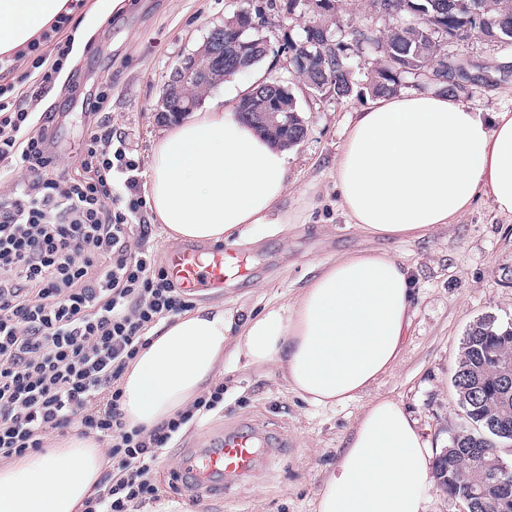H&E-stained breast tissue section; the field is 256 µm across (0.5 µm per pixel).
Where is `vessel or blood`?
Listing matches in <instances>:
<instances>
[{
  "instance_id": "vessel-or-blood-1",
  "label": "vessel or blood",
  "mask_w": 512,
  "mask_h": 512,
  "mask_svg": "<svg viewBox=\"0 0 512 512\" xmlns=\"http://www.w3.org/2000/svg\"><path fill=\"white\" fill-rule=\"evenodd\" d=\"M165 263L170 279L189 294L223 287L229 277L242 273L236 251L224 244L178 246L167 251ZM258 445L256 433L241 430L187 452L175 472L176 489L210 494L223 491L226 480L248 478L257 465Z\"/></svg>"
}]
</instances>
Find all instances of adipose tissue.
I'll list each match as a JSON object with an SVG mask.
<instances>
[{"label": "adipose tissue", "mask_w": 512, "mask_h": 512, "mask_svg": "<svg viewBox=\"0 0 512 512\" xmlns=\"http://www.w3.org/2000/svg\"><path fill=\"white\" fill-rule=\"evenodd\" d=\"M67 5L0 0V54L22 48ZM335 178L339 209L371 238L424 239L480 197L512 217V111L482 112L442 91L375 98L346 127ZM287 192V152L235 111L213 109L157 140L146 203L170 240L234 243L272 223ZM414 287L402 259L365 248L323 264L296 299L244 325L220 304L176 316L120 379L126 422L150 430L189 408L229 349L246 365H276L308 404L365 399L317 512H426L430 444L399 401L373 391L400 361ZM105 464L94 438L51 439L0 465V512H83Z\"/></svg>", "instance_id": "obj_1"}]
</instances>
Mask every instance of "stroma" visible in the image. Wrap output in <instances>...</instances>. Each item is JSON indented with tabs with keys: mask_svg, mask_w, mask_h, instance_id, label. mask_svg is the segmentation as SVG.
<instances>
[{
	"mask_svg": "<svg viewBox=\"0 0 512 512\" xmlns=\"http://www.w3.org/2000/svg\"><path fill=\"white\" fill-rule=\"evenodd\" d=\"M267 0H125L123 9L88 0L71 53L74 77H61L34 114L58 113L55 128L60 167L78 172L79 146L93 118L87 101L111 82L109 108L98 118L125 138L132 158L149 164L166 126L154 108L180 57L193 53L210 32L241 9ZM470 75L462 96L484 112L512 109V45L474 39L450 45ZM293 93L307 133L290 148L289 189L278 213L284 221L264 224L239 241L244 276L197 293L195 305L223 304L238 319L293 300L317 273V263L374 246L403 258L416 280L414 316L395 370L377 387L400 401L419 422L434 449L467 426L451 383L462 339L478 318L491 314L512 322V218L478 198L456 223L422 240H369L347 224L337 206L334 164L346 124L368 96L337 100L305 87L288 54L268 55L257 67L220 84L202 108H227L259 79ZM224 405L202 426H189L151 466L160 497L134 512H316L326 472L336 462L364 400L331 408L313 406L288 390L276 366L243 367L224 356ZM253 429L266 449L256 474L229 483L219 497L189 500L169 495L171 475L183 449L240 429Z\"/></svg>",
	"mask_w": 512,
	"mask_h": 512,
	"instance_id": "1",
	"label": "stroma"
}]
</instances>
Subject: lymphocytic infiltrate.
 <instances>
[{
	"instance_id": "1",
	"label": "lymphocytic infiltrate",
	"mask_w": 512,
	"mask_h": 512,
	"mask_svg": "<svg viewBox=\"0 0 512 512\" xmlns=\"http://www.w3.org/2000/svg\"><path fill=\"white\" fill-rule=\"evenodd\" d=\"M86 0H71L24 50L0 57V73L25 70V95L0 84V163L32 175L0 199V459L44 446L76 428L106 444L114 470L85 512H132L155 498L151 464L183 427L224 403L216 385L192 407L146 431L128 427L120 378L160 322L193 308L147 241L141 164L111 130L89 126L80 176L50 150L54 115L29 124L31 107L67 68L69 27Z\"/></svg>"
}]
</instances>
